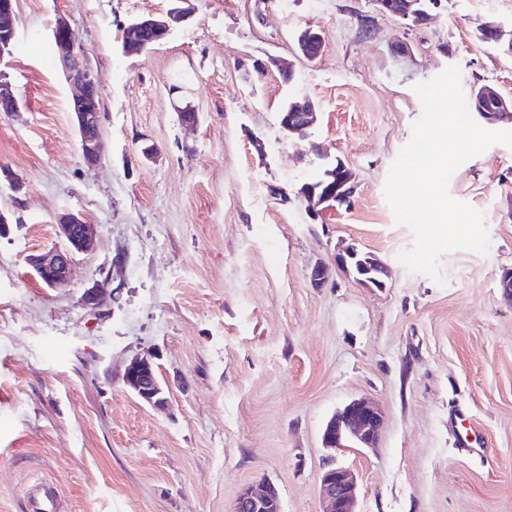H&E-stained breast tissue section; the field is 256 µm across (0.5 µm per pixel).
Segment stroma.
<instances>
[{
	"label": "stroma",
	"mask_w": 512,
	"mask_h": 512,
	"mask_svg": "<svg viewBox=\"0 0 512 512\" xmlns=\"http://www.w3.org/2000/svg\"><path fill=\"white\" fill-rule=\"evenodd\" d=\"M170 6L16 2L17 40L0 58L21 102L0 112L12 174L0 181V512H28L39 480L58 485L63 512H232L261 482L282 512H323L331 459L358 478L357 512H512V298L499 286L512 269V148L493 145L452 178L490 248L445 256V284L400 264L412 234L383 193L421 114L416 84L456 65L463 87L512 99V54L477 31L511 29L512 0H441L423 25L370 0H193L166 40L125 54L124 27ZM60 17L100 90L94 166L74 90L43 61ZM308 27L324 39L311 61L297 46ZM399 42L411 48L400 60ZM257 59L291 62V80L273 68L245 83ZM303 100L319 121L298 139L278 111ZM188 102L192 127L177 112ZM314 143L356 176L350 207L320 217L298 194L320 165ZM65 213L93 224L95 242L53 290L29 259L61 245ZM348 244L387 265L385 287L337 268ZM137 357L165 408L125 385ZM357 397L384 412L376 447H323L325 422ZM465 432L483 452L460 444Z\"/></svg>",
	"instance_id": "stroma-1"
}]
</instances>
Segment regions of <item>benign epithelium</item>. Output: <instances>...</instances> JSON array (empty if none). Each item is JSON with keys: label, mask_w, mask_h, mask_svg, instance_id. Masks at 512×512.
Returning a JSON list of instances; mask_svg holds the SVG:
<instances>
[{"label": "benign epithelium", "mask_w": 512, "mask_h": 512, "mask_svg": "<svg viewBox=\"0 0 512 512\" xmlns=\"http://www.w3.org/2000/svg\"><path fill=\"white\" fill-rule=\"evenodd\" d=\"M173 5L161 15H150L129 23L123 48L143 51L151 47L146 41V32H151L162 40L167 38L174 29L186 23L193 13L191 0H172ZM376 13L391 15L402 20L418 23L424 20L428 12L415 10L417 0H371ZM14 0H0V59L14 43L16 37ZM482 40L486 43L498 44L502 41L504 30L501 25L487 21L482 24ZM52 36L60 61L69 63L65 68L68 83L75 89L71 110L79 135V145L85 162L93 166L100 160L101 139V102L98 101V84L89 65L76 51V35L64 18L57 19ZM298 45L301 54L308 60L317 58L323 47L319 31L313 28L304 29ZM275 66L282 74H291L276 61H253L252 68L245 70L244 79L251 83L254 77H263ZM478 101L489 105L491 111L480 112L483 119L497 123L512 111V100L505 98L491 86L482 88ZM316 122V109L313 104L293 105L281 123V128L290 135L305 139L309 130ZM334 182L322 191L311 190L304 198L317 207L316 214L325 212L323 205L336 204L348 206L355 193V182L352 171L345 163L333 175ZM64 244L47 249L30 258V264L38 277L53 290L69 287L71 283V265L75 254L84 251L92 238L93 228L80 216L67 213L59 218ZM364 256L360 261L363 269L369 272L364 279L356 278L354 282L365 287H385L383 276L385 269L372 255L365 254L357 247L351 246L336 255V263L343 270H349L348 263ZM124 383L145 404L157 407L166 403L163 388L155 377L154 367L147 359L135 360L124 372ZM384 415L380 408L364 398L351 400L342 410L336 413L325 425L321 434L325 448H346L354 444L359 448H374L377 445L382 428ZM321 496L330 506L329 512H355L358 483L355 474L348 468L327 462L320 475ZM234 512H281L277 490L270 486L246 487L238 495Z\"/></svg>", "instance_id": "7a95c632"}]
</instances>
